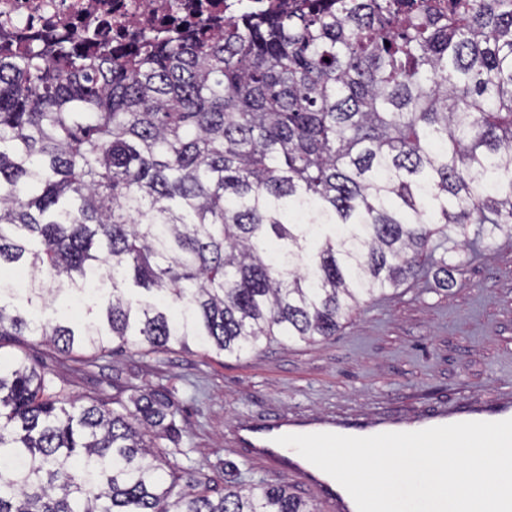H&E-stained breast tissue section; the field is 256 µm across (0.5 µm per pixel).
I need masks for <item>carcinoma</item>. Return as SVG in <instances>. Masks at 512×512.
<instances>
[{
  "label": "carcinoma",
  "mask_w": 512,
  "mask_h": 512,
  "mask_svg": "<svg viewBox=\"0 0 512 512\" xmlns=\"http://www.w3.org/2000/svg\"><path fill=\"white\" fill-rule=\"evenodd\" d=\"M292 2L0 43V269L27 280L21 307L0 283V349L328 340L425 268L448 286V229L512 236V0ZM178 415L0 362V512H314L162 476Z\"/></svg>",
  "instance_id": "obj_1"
}]
</instances>
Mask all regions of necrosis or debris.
<instances>
[{
	"mask_svg": "<svg viewBox=\"0 0 512 512\" xmlns=\"http://www.w3.org/2000/svg\"><path fill=\"white\" fill-rule=\"evenodd\" d=\"M240 5L241 0H0V36L23 29L82 35L102 28L113 41L125 42L144 30L228 16Z\"/></svg>",
	"mask_w": 512,
	"mask_h": 512,
	"instance_id": "4bbe7bcc",
	"label": "necrosis or debris"
}]
</instances>
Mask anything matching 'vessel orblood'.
Segmentation results:
<instances>
[{
	"mask_svg": "<svg viewBox=\"0 0 512 512\" xmlns=\"http://www.w3.org/2000/svg\"><path fill=\"white\" fill-rule=\"evenodd\" d=\"M512 419V395L503 394L493 408L467 406L453 411H434L418 416L409 423L377 421L367 426H350L333 418L306 420L274 418L260 424L239 428L237 441L247 459L262 470L288 475L301 480L311 490L322 512H357L349 493L326 474L291 448L277 444L276 439L289 434L335 433L366 437L386 432H411L459 422H497Z\"/></svg>",
	"mask_w": 512,
	"mask_h": 512,
	"instance_id": "1",
	"label": "vessel or blood"
}]
</instances>
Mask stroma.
<instances>
[{"mask_svg": "<svg viewBox=\"0 0 512 512\" xmlns=\"http://www.w3.org/2000/svg\"><path fill=\"white\" fill-rule=\"evenodd\" d=\"M452 288L408 281L365 302L330 340L262 341L241 357L199 347L148 353L140 347L62 356L29 337L0 359L38 364L72 395L165 391L182 409L184 431L170 465L201 467L218 487L262 481L311 495L296 478L253 466L233 444L236 428L282 415L407 420L463 404L492 405L512 392V239L484 240L472 255L450 233Z\"/></svg>", "mask_w": 512, "mask_h": 512, "instance_id": "obj_1", "label": "stroma"}]
</instances>
